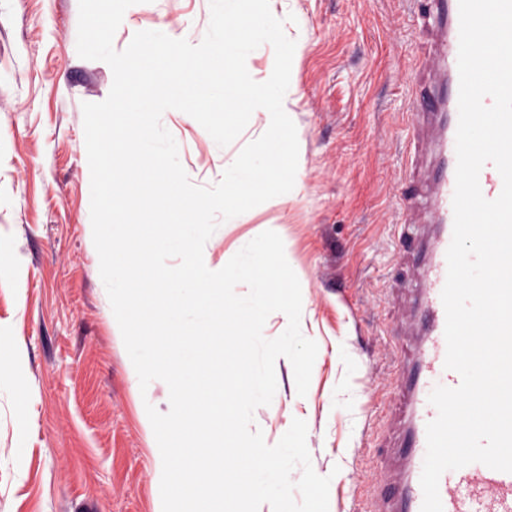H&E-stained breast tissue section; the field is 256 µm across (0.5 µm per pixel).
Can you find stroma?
Masks as SVG:
<instances>
[{"label": "stroma", "mask_w": 512, "mask_h": 512, "mask_svg": "<svg viewBox=\"0 0 512 512\" xmlns=\"http://www.w3.org/2000/svg\"><path fill=\"white\" fill-rule=\"evenodd\" d=\"M270 7L301 46L289 116L302 183L290 199L244 213L208 251L218 270L259 225L294 240L303 333L326 352L303 397L292 367L277 362V401L254 417L273 436L305 413L313 469L341 472L332 512H374V489L402 472L406 399L396 379L419 340L414 296L391 283L415 271L394 235L396 179L413 165L402 114L426 35L406 0ZM78 18V0H0V512H157L162 461L145 407L167 412L169 392L142 396L103 297L82 105L106 99L113 73L79 57ZM209 21L210 0H171L166 10L141 0L113 46L161 25L201 33ZM162 124L191 181L222 178L225 150L197 121L171 109ZM336 342L349 359L336 358Z\"/></svg>", "instance_id": "1"}]
</instances>
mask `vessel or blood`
<instances>
[{
    "mask_svg": "<svg viewBox=\"0 0 512 512\" xmlns=\"http://www.w3.org/2000/svg\"><path fill=\"white\" fill-rule=\"evenodd\" d=\"M421 19L427 43L418 70L425 77L419 96L403 114L415 158L431 157L432 165L421 172L426 199L418 201L408 191L399 195V224L410 227L418 206H425L432 236L422 247L416 308L425 324L415 358L404 364L397 387L407 397V435L404 457L407 474L394 498L384 499L376 512H421L420 477L426 455V425L437 416L428 397L438 386L457 387L460 376L444 366L445 309L441 292L447 276L446 253L453 235V195L457 165L459 0H425ZM483 196H499L503 182L493 164L479 174ZM439 495L443 512H512V473L472 463L442 474Z\"/></svg>",
    "mask_w": 512,
    "mask_h": 512,
    "instance_id": "1",
    "label": "vessel or blood"
}]
</instances>
